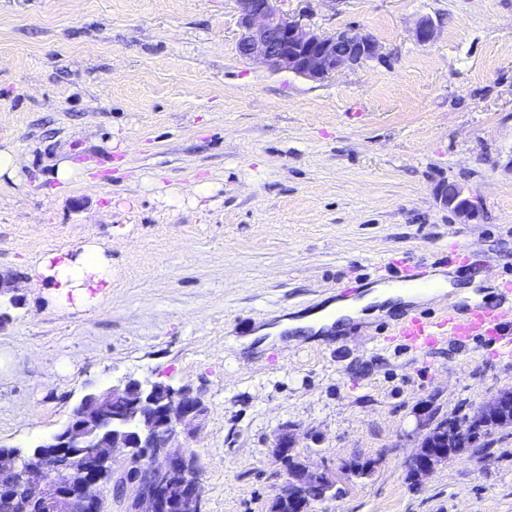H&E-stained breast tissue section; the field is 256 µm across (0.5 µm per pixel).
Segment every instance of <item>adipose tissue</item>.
Listing matches in <instances>:
<instances>
[{"label":"adipose tissue","mask_w":512,"mask_h":512,"mask_svg":"<svg viewBox=\"0 0 512 512\" xmlns=\"http://www.w3.org/2000/svg\"><path fill=\"white\" fill-rule=\"evenodd\" d=\"M34 274L47 298L59 305L71 300L78 304L85 303L93 296L103 295L112 284L111 261L103 248L92 241L81 244L73 251L45 254ZM412 300L410 294L376 286L361 298L338 300L302 317L283 320L281 327L292 332L310 329L328 334L342 330L346 320L383 317Z\"/></svg>","instance_id":"1"}]
</instances>
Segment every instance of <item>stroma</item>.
Listing matches in <instances>:
<instances>
[{
	"mask_svg": "<svg viewBox=\"0 0 512 512\" xmlns=\"http://www.w3.org/2000/svg\"><path fill=\"white\" fill-rule=\"evenodd\" d=\"M383 57L323 82L241 57L234 0H0V270L24 305L0 333V446L49 435L90 388L191 385L203 512H269L283 428L312 468L373 460L315 512H512V429L414 484L441 420L512 390L493 344L388 340L392 317L332 336L258 329L392 279L453 245L493 300L512 281V0H285ZM430 20L434 38L418 43ZM77 166L64 184L59 160ZM475 207L440 200L448 182ZM96 241L112 286L59 306L33 283L50 250ZM442 200L444 204L448 205L449 210L464 221L474 215L470 199L465 196L463 188L456 183L448 182L445 190L442 191Z\"/></svg>",
	"mask_w": 512,
	"mask_h": 512,
	"instance_id": "35a3bbf8",
	"label": "stroma"
}]
</instances>
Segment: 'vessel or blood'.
<instances>
[{"label": "vessel or blood", "instance_id": "1", "mask_svg": "<svg viewBox=\"0 0 512 512\" xmlns=\"http://www.w3.org/2000/svg\"><path fill=\"white\" fill-rule=\"evenodd\" d=\"M391 286L411 292L431 288L419 265L404 263ZM392 336L406 345L421 349L449 338L461 343L491 340L505 354H512V304L508 307L475 303L460 310L450 306L438 312L415 309L405 313L390 329Z\"/></svg>", "mask_w": 512, "mask_h": 512}]
</instances>
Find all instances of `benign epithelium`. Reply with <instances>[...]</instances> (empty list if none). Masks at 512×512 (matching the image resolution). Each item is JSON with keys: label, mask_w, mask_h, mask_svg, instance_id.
I'll list each match as a JSON object with an SVG mask.
<instances>
[{"label": "benign epithelium", "mask_w": 512, "mask_h": 512, "mask_svg": "<svg viewBox=\"0 0 512 512\" xmlns=\"http://www.w3.org/2000/svg\"><path fill=\"white\" fill-rule=\"evenodd\" d=\"M238 48L247 59L317 82L337 71L382 57L381 46L355 27L321 32L293 19L283 0H235ZM442 200L458 218L474 215L463 188L449 183ZM18 281L0 273V295L22 301ZM116 402L126 415L114 414ZM207 407L192 389L127 378L85 393L67 420L49 436L25 448L0 451V512H105L114 488L128 485L134 497L128 512H203L200 465L186 442L204 420ZM512 427V391L486 402L467 422L426 433L408 462L420 479L485 433ZM336 483L329 471L301 466L288 476L277 500L294 512H314Z\"/></svg>", "instance_id": "benign-epithelium-1"}]
</instances>
